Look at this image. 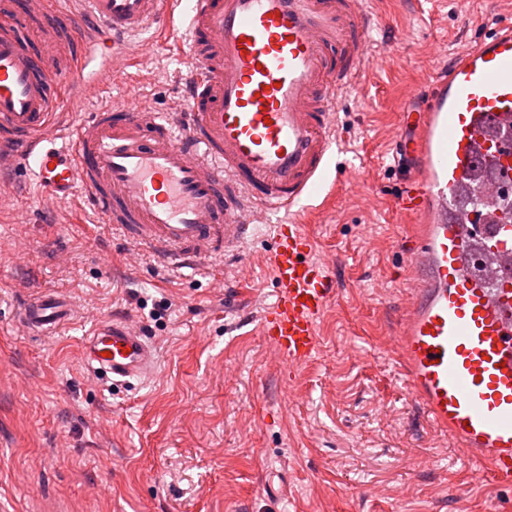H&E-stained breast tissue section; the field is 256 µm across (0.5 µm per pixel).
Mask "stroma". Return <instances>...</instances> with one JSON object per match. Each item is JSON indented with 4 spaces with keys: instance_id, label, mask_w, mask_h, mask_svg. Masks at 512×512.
<instances>
[{
    "instance_id": "obj_1",
    "label": "stroma",
    "mask_w": 512,
    "mask_h": 512,
    "mask_svg": "<svg viewBox=\"0 0 512 512\" xmlns=\"http://www.w3.org/2000/svg\"><path fill=\"white\" fill-rule=\"evenodd\" d=\"M378 2L364 92L340 111L346 148L330 166L358 175L362 192L339 185L331 209L306 220L339 294L302 366L282 365L260 327L278 216L240 257L175 271L91 209L46 204L24 171L0 179V512H512V488L488 492L411 400L397 337L415 226L395 211L389 152L404 94L440 50L487 34V14H512V0H452L430 26L428 0ZM403 32V50L380 59ZM189 64L147 50L130 79L79 110L109 97L169 111ZM49 288L71 297L75 317L28 335L21 305ZM112 317L155 344L149 376L115 385L84 364L82 339Z\"/></svg>"
}]
</instances>
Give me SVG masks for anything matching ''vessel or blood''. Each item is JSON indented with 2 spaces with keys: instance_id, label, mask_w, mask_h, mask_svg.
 Returning <instances> with one entry per match:
<instances>
[{
  "instance_id": "1",
  "label": "vessel or blood",
  "mask_w": 512,
  "mask_h": 512,
  "mask_svg": "<svg viewBox=\"0 0 512 512\" xmlns=\"http://www.w3.org/2000/svg\"><path fill=\"white\" fill-rule=\"evenodd\" d=\"M372 0H0V174L22 166L43 196L81 197L104 223L170 268L244 248L255 224L287 211L268 256L275 301L262 315L275 354L318 353L317 322L337 294L299 217L335 196L337 110L364 89L380 18ZM188 19V92L172 112L127 104L65 111L136 63V40L169 46ZM393 150L412 175L396 197L422 225L405 267L420 282L398 346L413 397L495 487H512V224L451 201L475 167L512 187V18L452 56L400 105ZM484 238L492 281L471 274ZM74 315L57 290L30 296L20 325L48 335ZM86 365L139 378L155 349L124 320L99 323Z\"/></svg>"
}]
</instances>
